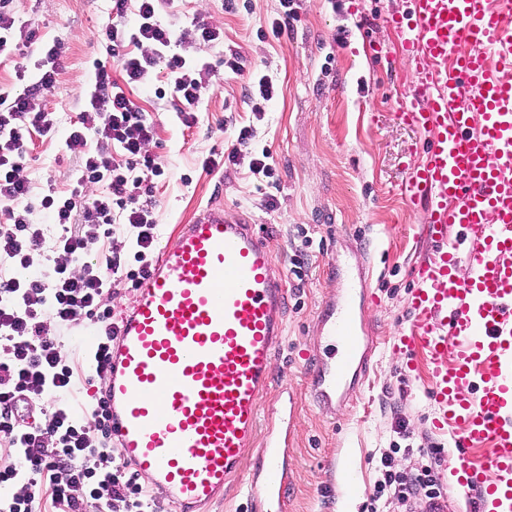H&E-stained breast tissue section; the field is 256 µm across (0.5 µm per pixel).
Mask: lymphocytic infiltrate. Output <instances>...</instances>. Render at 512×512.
<instances>
[{
    "label": "lymphocytic infiltrate",
    "instance_id": "f902f5d3",
    "mask_svg": "<svg viewBox=\"0 0 512 512\" xmlns=\"http://www.w3.org/2000/svg\"><path fill=\"white\" fill-rule=\"evenodd\" d=\"M173 0H113L112 19L104 28L109 59H94V81L66 139L79 155L74 182L66 190L35 194L23 175L25 143L32 134L47 135L56 124L41 94L57 82L61 48L40 43L37 58L18 64L16 80L0 85V444L13 459L0 465V512H38L50 493L59 512H153L154 502L126 463H115L105 395L85 414L70 405L76 387L72 365L61 356L64 332L89 324L99 330L87 355L92 377L108 374L112 343V286L143 278L156 248V218L141 197H153L164 170L148 150L156 133L153 118L128 97L127 85L147 84L165 69L169 97L185 127L196 122L194 109L210 87V65L193 64L182 46L219 40L221 33L204 20L174 31L157 14ZM0 0V59L38 41L34 22L11 12ZM135 24H127L128 9ZM120 65L124 78L112 76ZM41 211L46 223L31 220ZM122 234L131 254L107 251L86 258L88 241ZM51 394L55 404L37 412L33 399ZM377 496L411 506L414 498L439 494L431 464L415 473L392 468L382 454ZM55 471L64 479L44 489L43 478ZM24 484L23 494L8 488ZM83 496H76V489Z\"/></svg>",
    "mask_w": 512,
    "mask_h": 512
}]
</instances>
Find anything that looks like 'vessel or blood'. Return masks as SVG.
<instances>
[{
    "label": "vessel or blood",
    "mask_w": 512,
    "mask_h": 512,
    "mask_svg": "<svg viewBox=\"0 0 512 512\" xmlns=\"http://www.w3.org/2000/svg\"><path fill=\"white\" fill-rule=\"evenodd\" d=\"M403 46L425 106L403 123L428 133L399 187L427 205L430 256L414 267L411 322L392 342L425 353L434 425L474 512H512V0H410ZM261 232L211 204L179 225L119 317L105 386L112 444L178 512H207L245 478L239 512H288V428L261 430L284 336L285 288ZM366 284L320 311L332 355L314 356L321 404L349 399L369 367ZM258 464L243 472L248 451ZM485 451L483 462L473 455Z\"/></svg>",
    "instance_id": "b4317fda"
}]
</instances>
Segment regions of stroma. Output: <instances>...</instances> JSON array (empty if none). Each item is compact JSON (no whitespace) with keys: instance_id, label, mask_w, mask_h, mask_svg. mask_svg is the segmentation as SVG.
I'll return each mask as SVG.
<instances>
[{"instance_id":"obj_1","label":"stroma","mask_w":512,"mask_h":512,"mask_svg":"<svg viewBox=\"0 0 512 512\" xmlns=\"http://www.w3.org/2000/svg\"><path fill=\"white\" fill-rule=\"evenodd\" d=\"M362 3L357 11L351 0H295L288 33L277 38L271 22L281 11L280 0H247L231 10L225 0H175L159 15L164 25L179 31L201 17L224 33L223 39L186 50L190 60L217 73L196 108L197 124L183 128L167 100L157 97L155 84L131 86L128 94L156 122L148 149L164 168L155 193L159 244L208 203L220 202L229 217L256 224L274 257V273L284 280L286 330L262 422L278 423L281 388L289 386V512H367L382 477V452L392 451L395 471L409 472L420 467L422 448L436 449L435 477L464 512L459 488L448 479V438L433 428L425 357L409 362L391 350L392 336L411 316L412 269L430 249L420 233L424 207L403 208L397 195L422 161V134L397 115L419 76L402 50L401 33L383 18L406 15L408 0ZM12 7L62 49L58 80L42 97L57 126L52 135L28 141L23 173L35 192L64 190L74 168L67 132L83 108L92 59L106 54L99 34L112 15V0H14ZM232 52L241 74L224 69V57ZM261 76L276 93L258 114L246 92L248 82ZM244 126L255 130L251 146L228 161ZM265 149L273 157L270 178L250 171L251 160ZM209 158L216 166H206ZM306 237L313 247L304 248ZM296 260L306 270L300 289L290 272ZM367 262L373 266L370 290L378 298L369 317L375 344L370 376L345 407L323 410L300 352H330L329 339L317 331L318 314L324 302H341ZM86 350L77 337L62 349L64 360L78 369L71 402L80 411L91 406L99 387L85 367ZM403 437L416 454L394 452ZM346 472L359 491L352 500L330 491Z\"/></svg>"}]
</instances>
